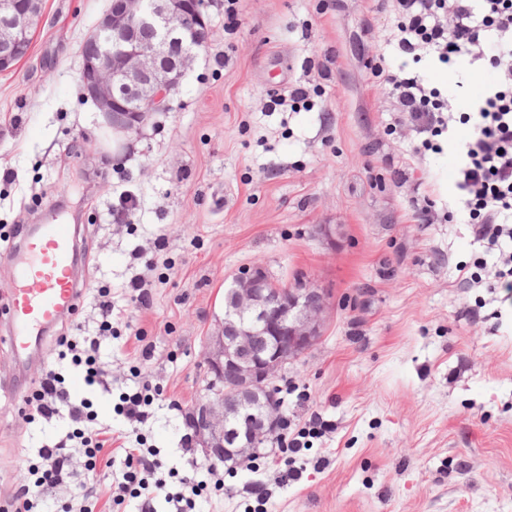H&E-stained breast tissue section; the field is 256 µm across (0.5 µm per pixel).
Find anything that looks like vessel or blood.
Masks as SVG:
<instances>
[{"label":"vessel or blood","mask_w":512,"mask_h":512,"mask_svg":"<svg viewBox=\"0 0 512 512\" xmlns=\"http://www.w3.org/2000/svg\"><path fill=\"white\" fill-rule=\"evenodd\" d=\"M75 225L58 221L37 226L24 253L12 254L15 288L8 309V353L26 365L43 341L45 329L75 314Z\"/></svg>","instance_id":"1"}]
</instances>
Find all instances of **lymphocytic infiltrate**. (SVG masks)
I'll list each match as a JSON object with an SVG mask.
<instances>
[{
	"mask_svg": "<svg viewBox=\"0 0 512 512\" xmlns=\"http://www.w3.org/2000/svg\"><path fill=\"white\" fill-rule=\"evenodd\" d=\"M393 11L398 21L391 42L399 54L416 62L428 56L447 66L465 56L475 68L496 73L473 111L457 117L417 72L403 66L374 70L417 134L442 135L457 120L472 126L461 148L458 207L446 217L470 225L495 261L481 258L459 266V278L465 287L477 288L490 273L495 287L512 295V0H393ZM98 297L97 335L57 337L56 359L45 365L25 398L28 423L58 419L67 431L26 458L27 479L0 501V512H97L102 498L113 508L131 498L139 500L140 512H157L160 502L169 504L170 512H195L207 487H224L223 473L208 464L206 479L186 478L179 491H169L157 476L163 467L158 450L145 447L142 437L113 433L111 425L99 422L89 398L72 395L68 381L75 372L90 390L112 392L98 356L101 339L112 334L110 289H99ZM116 452L123 457L121 480L97 487L94 476L111 466Z\"/></svg>",
	"mask_w": 512,
	"mask_h": 512,
	"instance_id": "obj_1",
	"label": "lymphocytic infiltrate"
}]
</instances>
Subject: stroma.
Returning <instances> with one entry per match:
<instances>
[{
    "label": "stroma",
    "instance_id": "obj_1",
    "mask_svg": "<svg viewBox=\"0 0 512 512\" xmlns=\"http://www.w3.org/2000/svg\"><path fill=\"white\" fill-rule=\"evenodd\" d=\"M108 0H42L28 54L0 72V238L24 250L27 228L78 221L85 292L75 316L46 334L39 359L0 382V498L23 476L25 449L63 435L26 423L23 399L60 335H95L96 289L124 318L103 341L111 397L101 422L133 392L132 367L162 387L139 428L170 485L197 477L205 455L185 444L186 420L209 393L205 357L224 288L262 265L285 283L310 279L330 297L318 342L276 382L289 432L321 418L283 480L272 452L231 468L199 512H512V306L499 288H462L457 267L483 249L455 204V124L424 150L371 75L395 26L389 0H205L208 44L166 112L139 134L115 133L78 81L80 47ZM429 86L471 111L493 73L457 94L452 75L419 63ZM298 85L309 106L269 109ZM137 210L123 222L124 193ZM434 204L433 223L414 205ZM336 228L335 240L319 227ZM144 279L149 305L126 289ZM144 336L142 352L129 334Z\"/></svg>",
    "mask_w": 512,
    "mask_h": 512
}]
</instances>
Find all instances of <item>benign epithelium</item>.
Returning <instances> with one entry per match:
<instances>
[{
	"instance_id": "benign-epithelium-1",
	"label": "benign epithelium",
	"mask_w": 512,
	"mask_h": 512,
	"mask_svg": "<svg viewBox=\"0 0 512 512\" xmlns=\"http://www.w3.org/2000/svg\"><path fill=\"white\" fill-rule=\"evenodd\" d=\"M37 13L33 0H0V71L9 69L27 41ZM146 31L150 37L137 38ZM90 36L97 54L81 61L85 99L128 134L154 112L170 109L184 71L207 46L199 0H115ZM232 305L206 356L208 372L236 381L232 394L202 404L197 444L207 457H249L279 428L280 407L270 401L281 369L321 336L329 296L302 277L268 287L259 266L242 270L228 288Z\"/></svg>"
}]
</instances>
